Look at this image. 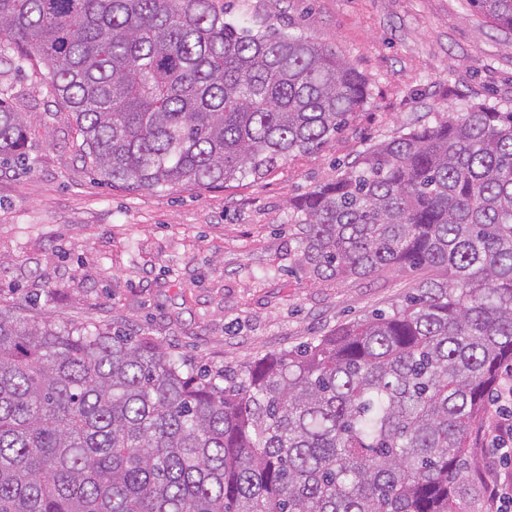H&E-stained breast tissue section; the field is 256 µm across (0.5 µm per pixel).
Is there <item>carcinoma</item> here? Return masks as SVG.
Masks as SVG:
<instances>
[{
  "label": "carcinoma",
  "mask_w": 512,
  "mask_h": 512,
  "mask_svg": "<svg viewBox=\"0 0 512 512\" xmlns=\"http://www.w3.org/2000/svg\"><path fill=\"white\" fill-rule=\"evenodd\" d=\"M468 4L512 31V0ZM2 44L133 191L268 171L367 96L332 49L215 0H0ZM28 127L0 98V161L25 159ZM289 207L318 279L438 276L239 375L0 310V512H469V441L512 371V108L424 122Z\"/></svg>",
  "instance_id": "1"
}]
</instances>
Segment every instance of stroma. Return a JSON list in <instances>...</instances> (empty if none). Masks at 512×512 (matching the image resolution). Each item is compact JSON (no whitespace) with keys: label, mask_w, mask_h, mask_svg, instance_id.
Instances as JSON below:
<instances>
[{"label":"stroma","mask_w":512,"mask_h":512,"mask_svg":"<svg viewBox=\"0 0 512 512\" xmlns=\"http://www.w3.org/2000/svg\"><path fill=\"white\" fill-rule=\"evenodd\" d=\"M234 18L327 45L364 79L348 127L317 150L216 187L132 191L104 183L43 67L0 56V87L30 116L26 169L0 168V308L32 319L105 325L212 370L307 344L400 302L416 273L318 279L299 262L288 202L336 163L422 122L478 103L512 106V33L467 0H225ZM483 421L468 450L477 480L492 463Z\"/></svg>","instance_id":"obj_1"}]
</instances>
